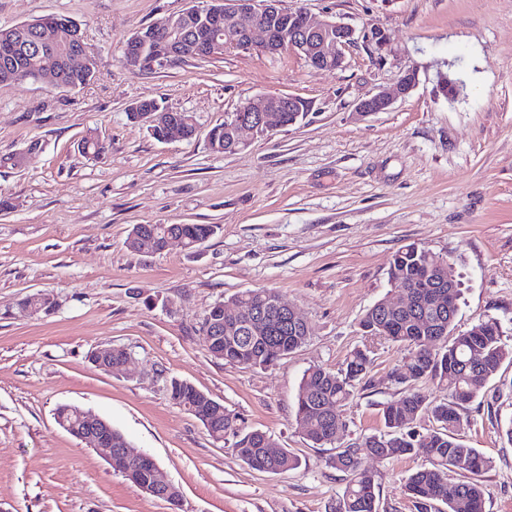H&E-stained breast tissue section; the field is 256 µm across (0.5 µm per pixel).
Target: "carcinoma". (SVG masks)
I'll return each mask as SVG.
<instances>
[{
  "mask_svg": "<svg viewBox=\"0 0 512 512\" xmlns=\"http://www.w3.org/2000/svg\"><path fill=\"white\" fill-rule=\"evenodd\" d=\"M26 54L19 61L21 73L6 71L0 65V83L24 80L40 81L54 88H71L82 81L79 74L62 65L57 70H41L40 50L36 35L28 23H22L9 32ZM210 149L224 153L232 143V134L220 123L209 132ZM81 154L102 160L108 146L94 132L83 139ZM177 232L186 242L207 240L215 232L212 224H139L128 237V246L138 252L159 253L166 234ZM389 279L396 285L413 287L410 299L399 301V308L386 312L376 302L363 315L359 328L364 336L383 338L411 348V356L395 372V380L402 385L398 397L384 404V429L329 456L326 464L346 474L347 485L337 501L335 512H377L376 483L360 456L365 448L379 460H389L426 449L429 465L410 474L404 483L405 493L413 500L417 512H484L483 489L479 477L492 467L490 458L470 447L456 434L463 404L476 399L489 381L495 377L506 360L512 361V351L501 341L499 322L482 320L464 332H455L457 311H437L421 299L423 282H433L448 291L453 283L455 299H460L461 288L450 260L423 247L411 244L399 249L389 267ZM273 290L267 288L246 290L233 295L226 302L218 301L204 314L200 332L204 346L210 354L227 363L250 368H268L300 348L310 335L309 325L293 332L281 312L270 302ZM235 305L249 317L263 311L272 331L265 340L250 344L244 329L224 328V337L210 334V322L222 312V305ZM23 309L35 308L47 314L55 310L56 302L47 294H33L22 303ZM371 365L363 350L355 351L346 368L331 371L322 367L307 369L302 376L296 405V419L304 423L307 439L315 446L334 445L346 431V423L338 409L353 396L356 382L362 380ZM430 379L448 388L450 399L437 402L415 388V383ZM166 389L172 403L192 414L214 439L226 435L235 438L234 447L240 460L253 470L269 466L286 472L297 468L298 459L283 452L275 460L265 456L270 437L263 431L248 429L238 423V417L229 412L222 402L201 406L200 394L191 383L175 376L166 378ZM81 408L64 405L57 409L59 425L74 431L81 427ZM427 416L435 428L419 433L411 427L418 418ZM456 472L461 479L452 482L448 472Z\"/></svg>",
  "mask_w": 512,
  "mask_h": 512,
  "instance_id": "obj_1",
  "label": "carcinoma"
}]
</instances>
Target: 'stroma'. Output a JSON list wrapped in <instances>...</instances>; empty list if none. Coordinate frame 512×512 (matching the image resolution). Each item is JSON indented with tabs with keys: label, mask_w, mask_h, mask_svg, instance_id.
Segmentation results:
<instances>
[{
	"label": "stroma",
	"mask_w": 512,
	"mask_h": 512,
	"mask_svg": "<svg viewBox=\"0 0 512 512\" xmlns=\"http://www.w3.org/2000/svg\"><path fill=\"white\" fill-rule=\"evenodd\" d=\"M206 0H0V26L46 15L80 24L98 59L93 83L55 89L0 85V512H333L347 479L326 465L295 417L304 371L344 368L368 350L372 365L342 407V445L379 433L392 373L410 349L362 336L359 321L390 292V262L415 244L448 256L462 281L457 331L497 319L512 348V0H283L318 19L376 28L384 47L358 39L341 68L321 71L286 51H232L150 72L123 60L132 33ZM417 84L387 112L356 103ZM456 84L455 97L442 90ZM303 99V120L251 139L234 154L208 134L249 99ZM154 100L194 116L193 139L160 142L127 116ZM105 159L78 151L88 131ZM21 164H13V157ZM137 224H212L198 249L140 253ZM272 288L309 321L307 342L276 366L213 358L198 332L205 312L236 292ZM56 302L23 312L31 294ZM127 349L126 371L89 355ZM175 376L224 403L250 429L298 457L264 473L174 406ZM62 405L111 422L154 457L182 493L179 510L147 496L57 422ZM512 363L461 410L459 437L491 458L480 477L484 512H512ZM416 453L366 459L379 512H415L406 477Z\"/></svg>",
	"instance_id": "35a3bbf8"
}]
</instances>
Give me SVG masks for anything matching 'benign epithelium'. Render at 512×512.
<instances>
[{
  "label": "benign epithelium",
  "mask_w": 512,
  "mask_h": 512,
  "mask_svg": "<svg viewBox=\"0 0 512 512\" xmlns=\"http://www.w3.org/2000/svg\"><path fill=\"white\" fill-rule=\"evenodd\" d=\"M224 10V34L205 32L202 18L217 10ZM36 29L40 47L42 67L54 70L59 61V27L42 20L32 22ZM69 40L64 54L72 68L84 78V83L93 82L97 76L92 66L93 53L85 42L78 23L68 24ZM162 37L168 42L167 54L158 58V66L183 55L197 59L218 58L235 50H254L274 56L281 50H292L304 57L308 64L318 70H335L342 66L344 56L341 49L355 40V30L344 23L326 19L315 21L303 9H284L281 0H210L206 6H191L177 16L168 18L161 25L143 28L129 36L125 42L126 58L138 61V51ZM416 86L412 71L404 73L391 93L379 91L360 101L356 110L364 116L389 111L394 103L410 94ZM295 112L297 117L306 114L298 104V98L287 95H260L247 101L235 113L226 118L234 132L237 146L244 148L246 142L242 132L248 130L255 136H267L280 127L278 113ZM138 120L150 127L164 122L169 134L165 141L185 139L182 114L155 105L142 111ZM117 347H106L98 351L95 365L106 371L126 367L131 354L126 352L119 361H112ZM85 425L74 434L95 448L109 451L108 462L113 468L128 477L138 478L136 486L144 493L162 499L176 508L181 503L180 490L168 479L156 460L148 453L136 452L128 446L114 444L112 425L91 414L84 413Z\"/></svg>",
  "instance_id": "7a95c632"
}]
</instances>
